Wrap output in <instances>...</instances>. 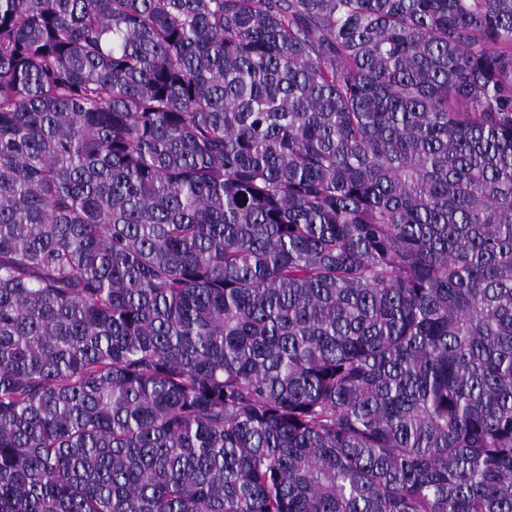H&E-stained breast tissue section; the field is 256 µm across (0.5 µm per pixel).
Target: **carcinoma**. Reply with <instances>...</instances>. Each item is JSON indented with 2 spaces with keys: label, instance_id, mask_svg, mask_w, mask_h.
I'll use <instances>...</instances> for the list:
<instances>
[{
  "label": "carcinoma",
  "instance_id": "obj_1",
  "mask_svg": "<svg viewBox=\"0 0 512 512\" xmlns=\"http://www.w3.org/2000/svg\"><path fill=\"white\" fill-rule=\"evenodd\" d=\"M0 512H512V0H0Z\"/></svg>",
  "mask_w": 512,
  "mask_h": 512
}]
</instances>
